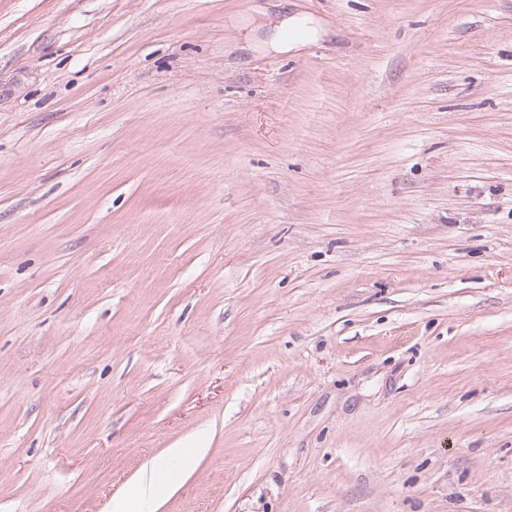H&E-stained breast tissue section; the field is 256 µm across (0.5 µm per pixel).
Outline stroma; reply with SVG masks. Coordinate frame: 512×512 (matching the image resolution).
I'll return each mask as SVG.
<instances>
[{"label": "stroma", "mask_w": 512, "mask_h": 512, "mask_svg": "<svg viewBox=\"0 0 512 512\" xmlns=\"http://www.w3.org/2000/svg\"><path fill=\"white\" fill-rule=\"evenodd\" d=\"M179 447L157 512H512V0H0V512Z\"/></svg>", "instance_id": "1"}]
</instances>
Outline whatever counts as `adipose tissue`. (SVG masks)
Wrapping results in <instances>:
<instances>
[{
    "mask_svg": "<svg viewBox=\"0 0 512 512\" xmlns=\"http://www.w3.org/2000/svg\"><path fill=\"white\" fill-rule=\"evenodd\" d=\"M198 454L194 448H171L165 457L146 468L137 483L112 503V512H156L158 485L161 481H172V461L189 464Z\"/></svg>",
    "mask_w": 512,
    "mask_h": 512,
    "instance_id": "adipose-tissue-1",
    "label": "adipose tissue"
}]
</instances>
